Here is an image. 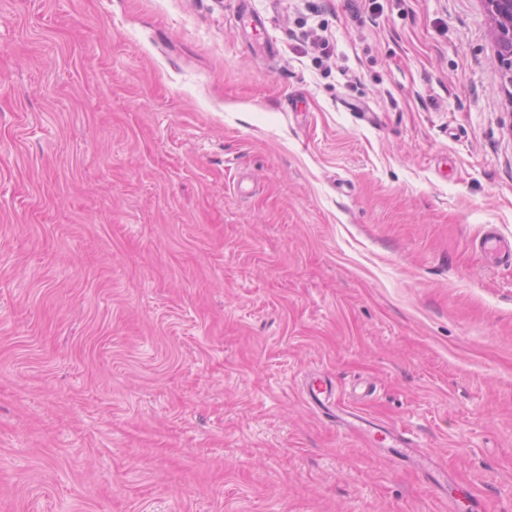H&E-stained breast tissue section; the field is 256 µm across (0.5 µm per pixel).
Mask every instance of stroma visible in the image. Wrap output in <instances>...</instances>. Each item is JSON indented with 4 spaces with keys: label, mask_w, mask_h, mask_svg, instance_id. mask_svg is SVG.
<instances>
[{
    "label": "stroma",
    "mask_w": 512,
    "mask_h": 512,
    "mask_svg": "<svg viewBox=\"0 0 512 512\" xmlns=\"http://www.w3.org/2000/svg\"><path fill=\"white\" fill-rule=\"evenodd\" d=\"M484 0H0V512H512V98ZM374 431H369L368 438L370 441L383 443L388 441L389 447L391 448H402V454L410 457L407 448L411 445V442L404 436V434L397 435L396 433L387 430L384 427H373Z\"/></svg>",
    "instance_id": "obj_1"
}]
</instances>
